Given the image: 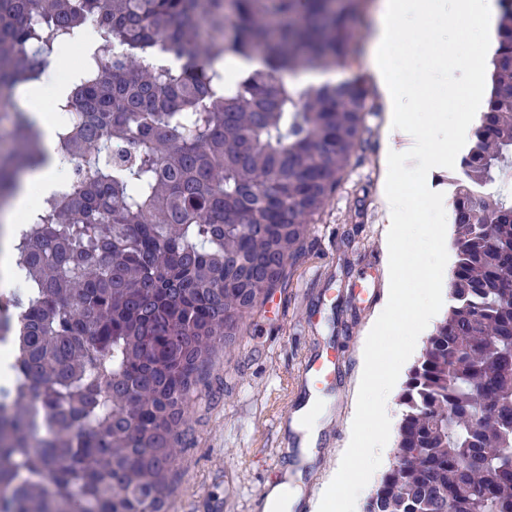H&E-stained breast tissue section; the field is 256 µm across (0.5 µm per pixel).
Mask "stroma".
<instances>
[{"label": "stroma", "mask_w": 512, "mask_h": 512, "mask_svg": "<svg viewBox=\"0 0 512 512\" xmlns=\"http://www.w3.org/2000/svg\"><path fill=\"white\" fill-rule=\"evenodd\" d=\"M361 0L352 20L354 40L337 80L368 81L363 55L370 34V6ZM370 147L356 152L338 190L310 225L306 255L285 287L275 289L244 317L231 346L216 345L207 385L195 388L185 415V443L174 475L167 512H257L268 486L292 479L295 506L284 512H320L353 443L358 406V371L375 308H364L358 285L386 291L381 247L385 223L380 209L381 159L386 102L369 87ZM432 145L447 143L446 171L423 178L409 173L397 191L409 222L430 218V200L450 198L466 141L428 131ZM335 350L342 375L334 391H303L296 374L305 356Z\"/></svg>", "instance_id": "stroma-1"}]
</instances>
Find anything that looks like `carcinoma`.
Here are the masks:
<instances>
[{
  "mask_svg": "<svg viewBox=\"0 0 512 512\" xmlns=\"http://www.w3.org/2000/svg\"><path fill=\"white\" fill-rule=\"evenodd\" d=\"M452 187L444 317L399 395L395 460L363 512H512V0ZM357 0H0V95L96 40L55 110L73 164L15 245L25 286L0 386V512H166L182 415L215 343L288 280L371 114L358 79L304 94L284 70L344 61ZM209 34L201 36L200 26ZM261 66L224 77L225 58ZM0 197L41 166L13 114ZM40 404L48 435L36 440ZM38 444H33V441Z\"/></svg>",
  "mask_w": 512,
  "mask_h": 512,
  "instance_id": "obj_1",
  "label": "carcinoma"
}]
</instances>
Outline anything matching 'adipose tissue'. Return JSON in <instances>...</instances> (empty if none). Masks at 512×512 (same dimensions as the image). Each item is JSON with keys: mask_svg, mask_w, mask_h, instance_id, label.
<instances>
[{"mask_svg": "<svg viewBox=\"0 0 512 512\" xmlns=\"http://www.w3.org/2000/svg\"><path fill=\"white\" fill-rule=\"evenodd\" d=\"M450 0H378L372 30L365 46V61L377 84L386 92L391 112V132L386 147L385 177L388 186L381 196L387 218L383 248L388 257L390 279L395 287L390 299L396 307L418 314L422 323L433 318L436 289L409 292L399 288V281L414 274L422 278L438 275L444 268L443 256L434 262L410 267L406 249L422 247L426 238L446 232L443 223L407 224L403 221L404 203L395 186L409 168L438 169L448 162L446 153L429 147L424 131L431 125L447 126L444 112H426L421 108L431 89L448 84L449 70H457L469 82L479 83L490 65L489 54L454 55L447 41L438 37L439 21L447 12ZM458 17L469 23L478 37L496 33L500 19L498 0H451ZM66 84L50 79L30 88L26 97L30 112L46 133L44 145L54 152L52 137L54 117L48 109L49 100L64 97ZM56 165L48 163L32 174V186L23 187L0 214V286L13 282V243L17 226L33 208L38 196L48 195L56 186ZM388 384L376 372L373 353L364 358L361 397L364 415L377 422L378 435L369 442L350 476L344 477L338 496L328 503L333 512H358L367 486L363 472L380 468L392 441L390 407L385 400Z\"/></svg>", "mask_w": 512, "mask_h": 512, "instance_id": "1", "label": "adipose tissue"}]
</instances>
